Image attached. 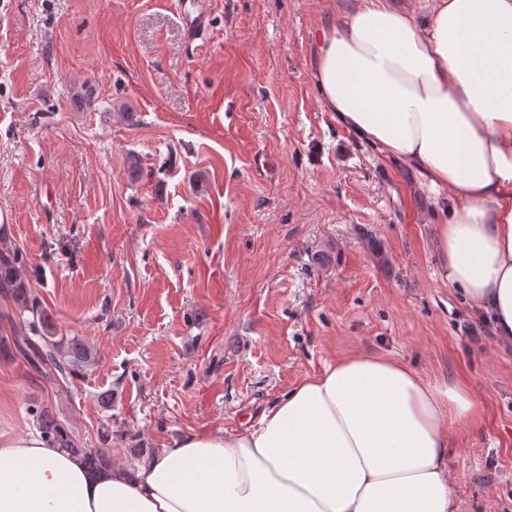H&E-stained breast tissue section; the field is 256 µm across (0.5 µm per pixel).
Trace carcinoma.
<instances>
[{"label": "carcinoma", "mask_w": 512, "mask_h": 512, "mask_svg": "<svg viewBox=\"0 0 512 512\" xmlns=\"http://www.w3.org/2000/svg\"><path fill=\"white\" fill-rule=\"evenodd\" d=\"M27 256L9 242L6 225H0V292L10 298L19 314H30L27 332H13L12 338L1 337L0 347L12 342L13 347L36 371L49 379L65 375L92 360L91 351L77 337L55 339V332L37 293L25 275ZM39 429L48 441L63 451L82 459L89 472L112 468V455L103 450L92 452L79 448L73 436L58 422L52 412L42 406L32 409Z\"/></svg>", "instance_id": "1"}]
</instances>
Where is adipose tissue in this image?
<instances>
[{
	"label": "adipose tissue",
	"mask_w": 512,
	"mask_h": 512,
	"mask_svg": "<svg viewBox=\"0 0 512 512\" xmlns=\"http://www.w3.org/2000/svg\"><path fill=\"white\" fill-rule=\"evenodd\" d=\"M313 79L337 123L447 192L442 273L512 342V0H361L323 32ZM476 412L458 383L352 354L257 425L174 439L131 473L0 427V512H457L452 424Z\"/></svg>",
	"instance_id": "adipose-tissue-1"
}]
</instances>
